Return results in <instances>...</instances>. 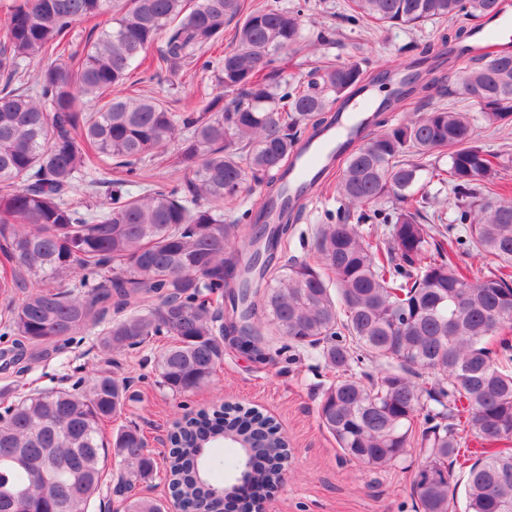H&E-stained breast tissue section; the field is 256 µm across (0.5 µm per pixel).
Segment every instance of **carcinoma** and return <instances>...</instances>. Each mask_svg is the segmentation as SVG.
<instances>
[{"mask_svg":"<svg viewBox=\"0 0 512 512\" xmlns=\"http://www.w3.org/2000/svg\"><path fill=\"white\" fill-rule=\"evenodd\" d=\"M503 0H348L358 26H414L432 19L460 24L462 44ZM112 15L82 50L69 36L80 22ZM234 25L232 47L217 65L218 82L235 97L200 98L182 113L157 98L120 93L132 62L164 41L158 67L173 72L199 60ZM302 14L260 0H14L0 34V295L14 296L26 277L43 281L6 309L2 336L34 347L81 333L116 353L153 338L170 340L159 354L160 384L185 396L207 383L224 359L226 336L251 346L257 310L274 334L319 350L326 365L347 373L367 357L384 366L369 385L347 375L323 393L322 427L343 455L375 468L393 466L413 443L421 463L411 483L418 512H501L512 507V191L499 164L476 137L468 113L446 107L410 112L402 121H368L363 144L345 152L336 174L344 208L317 229L318 266H272L288 236V185L273 176L327 122V114L364 81L356 64L326 62L310 80L288 85L279 53L302 41ZM464 93L490 127L512 124V50L483 55L462 76ZM108 101H103L104 97ZM179 142L185 177L124 186ZM448 154V169L426 158ZM117 170L122 177L109 179ZM449 182L454 223L467 226L466 254H490L497 272L476 279L420 224L429 205L422 173ZM268 179L282 199L278 223L249 243L224 209ZM111 187L99 206L75 205L77 183ZM403 207L386 216L379 204ZM387 232L379 234V225ZM261 266L264 289L244 271ZM118 317L106 321L110 311ZM437 376L429 388L416 382ZM128 383L106 373L84 389L17 397L0 412V512H89L102 476V425L122 412ZM425 427L416 429L418 417ZM170 487L181 512H219L241 486L257 494L278 482L288 441L260 411L223 404L175 422ZM478 448L461 452L459 433ZM217 437L238 442L251 465L235 463L237 483L215 485L204 462ZM120 481H144L155 460L136 430L117 432ZM468 467L463 488L452 466ZM20 492L15 502L7 492ZM134 497L126 512H166Z\"/></svg>","mask_w":512,"mask_h":512,"instance_id":"cac0c4a2","label":"carcinoma"}]
</instances>
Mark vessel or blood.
Returning a JSON list of instances; mask_svg holds the SVG:
<instances>
[{
	"instance_id": "1",
	"label": "vessel or blood",
	"mask_w": 512,
	"mask_h": 512,
	"mask_svg": "<svg viewBox=\"0 0 512 512\" xmlns=\"http://www.w3.org/2000/svg\"><path fill=\"white\" fill-rule=\"evenodd\" d=\"M510 43H512V11L505 10L496 18L491 28L480 30L475 34L469 44V54L476 57L492 50L493 46ZM363 119V114L359 112L341 113L336 130L313 140L296 154L288 173L289 194H296L301 187L308 185L317 177L322 161L351 136L354 128Z\"/></svg>"
}]
</instances>
